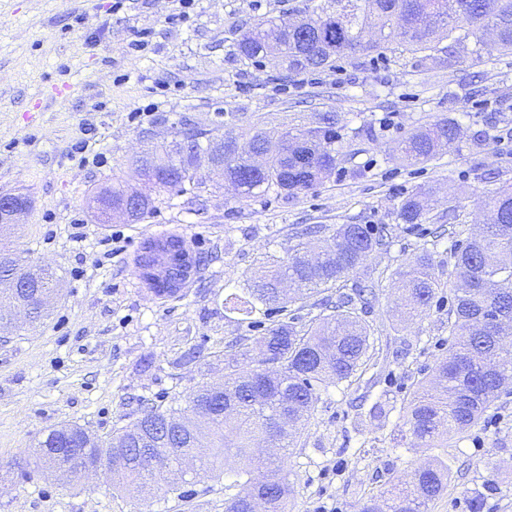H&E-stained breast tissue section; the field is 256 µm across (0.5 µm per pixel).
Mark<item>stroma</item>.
<instances>
[{"instance_id":"35a3bbf8","label":"stroma","mask_w":512,"mask_h":512,"mask_svg":"<svg viewBox=\"0 0 512 512\" xmlns=\"http://www.w3.org/2000/svg\"><path fill=\"white\" fill-rule=\"evenodd\" d=\"M320 0H0V192L29 200L8 247L61 277L41 324L0 341V512H224V480L209 472L183 494L156 484L149 499L113 491L106 468L68 482L38 469L32 445L67 423L107 437L141 412V400L185 408V396L222 382L214 351L248 333L228 295L244 294L269 255L323 240L339 224H392L402 200L429 198L427 221L455 239L478 232L489 191L512 183V54L485 41L478 55L450 41L399 52V35L376 55L296 74L238 51L242 32L267 15L289 22ZM149 43L132 44L140 32ZM67 87L52 100V88ZM335 118L343 136L335 173L297 195L245 198L207 168L182 194L161 193L138 224H100L90 196L152 145L184 129L245 142L253 128L317 126ZM452 118L461 137L423 164L403 162L405 134ZM182 235L201 261L184 296L161 298L138 277L146 237ZM400 233L390 251L350 276L378 277L365 316L373 346L351 380L321 391L296 448L279 465L294 483L291 512H362L392 481L410 480L435 455L448 481L427 512H512V393L481 423L435 450L414 444L405 424L417 381L448 349V304L409 321L398 308V270L427 255L449 281L446 247L424 249Z\"/></svg>"}]
</instances>
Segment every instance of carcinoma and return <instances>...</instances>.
<instances>
[{"instance_id": "cac0c4a2", "label": "carcinoma", "mask_w": 512, "mask_h": 512, "mask_svg": "<svg viewBox=\"0 0 512 512\" xmlns=\"http://www.w3.org/2000/svg\"><path fill=\"white\" fill-rule=\"evenodd\" d=\"M304 26L284 29L269 18L242 38L239 53L256 63L277 51L291 71L333 67L351 54L385 47L390 31H398L409 51H433L443 39L460 44L486 31L498 48L512 53V0H324L303 16ZM195 143V153L169 157V166L153 168L151 153L137 161L135 172L144 181L151 175L168 192L184 191L194 182L190 168L202 158L224 160V178L243 185L241 195L264 196L271 191L292 194L311 189L337 168L339 150L332 118L296 132L269 133L258 129L243 146L208 138L191 130L177 132ZM460 125L441 119L411 132L398 143L402 160L423 163L456 144ZM265 155L263 168H251V154ZM130 184L116 179L101 190L116 207ZM488 218L483 232L451 244L454 276L448 309L450 345L438 359L433 377L414 392L406 425L417 445L437 448L452 433L476 426L500 394L512 386V350L503 347L512 336V187L487 196ZM398 223L340 224L332 239L315 249L297 243L286 258L270 255L245 295L225 299L229 309L248 320L249 331L266 341L269 351L249 357V336L235 340L238 350L224 354V402L212 399L209 386L187 396V408L208 404L203 435L210 438L224 473V512H252L254 494L268 497L273 512H286L294 485L280 476L271 458L255 457L252 444L270 440L285 454L294 446V433L304 425L330 384L352 378L367 360L370 327L362 318L375 297V280L348 284L351 272L370 256L387 251L397 231H421L426 221L419 194L409 195L396 212ZM22 259L0 252V276L16 273ZM408 297L407 317L432 306L441 282L424 256L400 271ZM31 293L51 297L59 281L45 268ZM335 289L333 310L306 324L288 316L287 304L320 290ZM264 319H251L257 305ZM141 425L112 432L106 439L91 436L78 425L52 429L36 443L39 464L48 472L63 467L69 445L88 449L92 463L107 465L117 491H145L161 481L177 492L188 484L185 460L194 457L196 435L188 429L182 410L153 404L143 410ZM448 480V464L434 460L414 470L411 481L395 484L389 496L364 506L363 512H427Z\"/></svg>"}]
</instances>
